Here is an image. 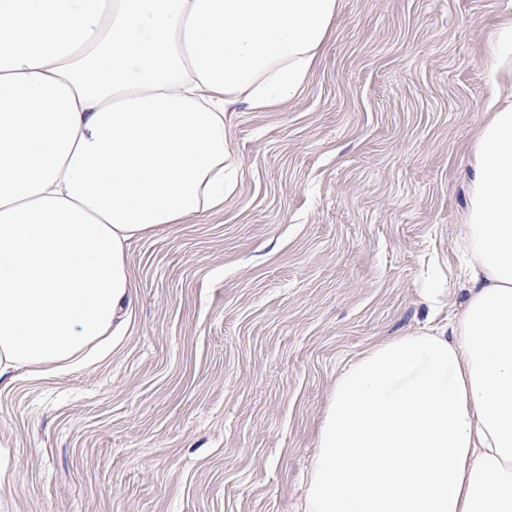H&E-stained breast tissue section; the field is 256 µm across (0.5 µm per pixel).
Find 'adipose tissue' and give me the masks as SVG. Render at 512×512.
Masks as SVG:
<instances>
[{
	"instance_id": "obj_1",
	"label": "adipose tissue",
	"mask_w": 512,
	"mask_h": 512,
	"mask_svg": "<svg viewBox=\"0 0 512 512\" xmlns=\"http://www.w3.org/2000/svg\"><path fill=\"white\" fill-rule=\"evenodd\" d=\"M338 0H0V374L112 348L130 241L221 206L227 112L293 97ZM469 297L337 378L304 512H512V99L473 152Z\"/></svg>"
}]
</instances>
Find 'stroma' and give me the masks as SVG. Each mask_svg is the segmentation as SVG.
<instances>
[{
    "instance_id": "35a3bbf8",
    "label": "stroma",
    "mask_w": 512,
    "mask_h": 512,
    "mask_svg": "<svg viewBox=\"0 0 512 512\" xmlns=\"http://www.w3.org/2000/svg\"><path fill=\"white\" fill-rule=\"evenodd\" d=\"M512 0H340L306 86L227 117L222 209L131 241L104 360L0 378V512H302L336 379L469 297L468 206Z\"/></svg>"
}]
</instances>
